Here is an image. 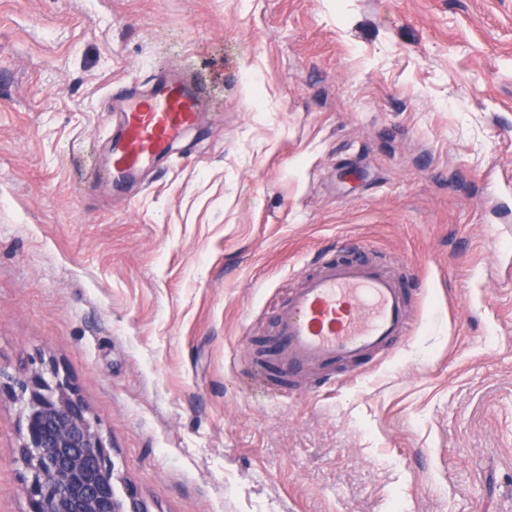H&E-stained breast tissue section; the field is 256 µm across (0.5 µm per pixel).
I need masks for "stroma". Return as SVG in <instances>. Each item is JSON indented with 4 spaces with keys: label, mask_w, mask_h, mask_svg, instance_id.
I'll list each match as a JSON object with an SVG mask.
<instances>
[{
    "label": "stroma",
    "mask_w": 512,
    "mask_h": 512,
    "mask_svg": "<svg viewBox=\"0 0 512 512\" xmlns=\"http://www.w3.org/2000/svg\"><path fill=\"white\" fill-rule=\"evenodd\" d=\"M171 68L202 121L94 188L112 91ZM327 257L393 274L410 336L254 393ZM41 357L152 512H512V0H0V367Z\"/></svg>",
    "instance_id": "obj_1"
}]
</instances>
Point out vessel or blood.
I'll use <instances>...</instances> for the list:
<instances>
[{
	"label": "vessel or blood",
	"instance_id": "obj_1",
	"mask_svg": "<svg viewBox=\"0 0 512 512\" xmlns=\"http://www.w3.org/2000/svg\"><path fill=\"white\" fill-rule=\"evenodd\" d=\"M201 77L161 73L143 92H120L119 127L106 168L94 183L136 181L164 160L171 146L200 118ZM272 348L282 373L356 364L384 354L410 332L408 294L390 273L364 261H322L303 277L275 317Z\"/></svg>",
	"mask_w": 512,
	"mask_h": 512
}]
</instances>
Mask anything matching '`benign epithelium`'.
Masks as SVG:
<instances>
[{"label":"benign epithelium","instance_id":"1","mask_svg":"<svg viewBox=\"0 0 512 512\" xmlns=\"http://www.w3.org/2000/svg\"><path fill=\"white\" fill-rule=\"evenodd\" d=\"M2 395L21 404L27 512H151L134 487L117 489L101 421L54 360L15 375L0 368Z\"/></svg>","mask_w":512,"mask_h":512}]
</instances>
